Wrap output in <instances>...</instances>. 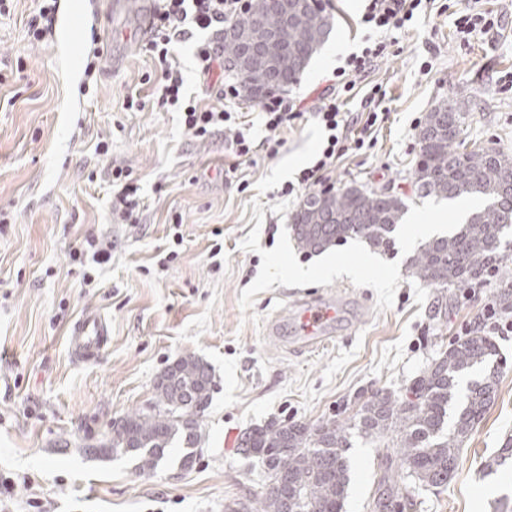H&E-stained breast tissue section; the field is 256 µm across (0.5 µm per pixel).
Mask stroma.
<instances>
[{
  "instance_id": "obj_1",
  "label": "stroma",
  "mask_w": 512,
  "mask_h": 512,
  "mask_svg": "<svg viewBox=\"0 0 512 512\" xmlns=\"http://www.w3.org/2000/svg\"><path fill=\"white\" fill-rule=\"evenodd\" d=\"M472 0H434L431 11L388 34L378 58L347 93L348 112H363L373 87L386 91L389 117L370 145L336 163L337 189L387 188L405 198L404 226L383 252L351 239L326 252L297 250L290 224L301 202L278 192L315 157L325 133L313 116L335 57L319 49L287 98L306 112L267 155L258 100L230 105L250 124L252 161L236 164L230 133L206 141L188 135L179 112L157 104L161 66L147 39L109 35L124 66L100 76L80 111L68 109L69 88L51 48L27 36L34 0H15L0 17V512H225L238 499H260L268 480L238 451L241 434L271 421L317 425L345 419L375 390L405 391L459 336L481 325L496 342L502 372L496 398L463 443L448 484L421 491L416 512H512V459L492 466L512 436V329L483 322L484 308L512 294V254L481 284L440 288L414 278L409 262L427 241L406 231L413 218L449 213L453 204L420 197L413 173L416 129L442 100L468 114L465 148L492 146L512 156V0H487L497 29L459 34L455 20ZM362 0H330L328 46L362 47ZM203 34L178 43L173 59L188 94L216 101L196 53ZM27 69L15 77L17 58ZM144 108L129 112L127 96ZM108 139V155L94 146ZM129 169L144 205L135 224L109 211L111 168ZM96 181H88L89 171ZM181 216L173 227V216ZM181 245H174V234ZM108 238L112 261L92 284L71 251L85 236ZM221 244L211 258L213 244ZM173 262H165L170 250ZM371 260L360 276L320 277L327 262ZM330 296L347 320L327 347L297 350L295 304ZM98 311L108 342L93 362L75 360L69 329ZM192 353L211 368L210 399L199 415L192 468L174 443L156 470L140 471L127 454L91 452L114 421L145 409L158 374ZM390 438L352 436L345 452L350 481L343 512H371Z\"/></svg>"
}]
</instances>
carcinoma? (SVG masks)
I'll use <instances>...</instances> for the list:
<instances>
[{
  "mask_svg": "<svg viewBox=\"0 0 512 512\" xmlns=\"http://www.w3.org/2000/svg\"><path fill=\"white\" fill-rule=\"evenodd\" d=\"M268 0H253L251 10L237 27L249 30L254 18L264 17L271 38L266 54L278 63L275 73L258 64H241L237 74L257 99L276 79L280 89L293 85L297 59L310 62L329 36L330 18L309 7L302 21L284 22L267 9ZM465 113L441 101L417 127L419 159L415 183L422 196L450 202L478 196L482 208L474 211L448 236L428 241L410 261L412 274L434 286H463L499 268L512 246V157L493 147L458 152ZM405 201L386 189L350 186L336 194L306 197L290 225L297 249L314 254L360 238L375 250L394 245L393 233L403 219ZM497 348L482 330L457 338L443 356L430 364L406 389L405 396L378 391L362 402L345 421L328 420L316 427L305 423L270 422L245 431L239 448L257 459L268 477L264 495L256 502L237 501L229 512H342L349 483L345 449L351 430L366 437L400 435L393 451L381 457V476L375 509H387L395 499L404 508L414 506L415 493L448 483L457 472L460 449L490 408L498 390L500 366ZM478 372L465 400L456 402L459 379ZM212 385L211 368L189 356L166 367L155 385V400L112 424L99 451L132 453L139 469L152 471L173 442L183 440L188 452L182 465L192 463L198 441L197 415L207 404ZM405 471L404 481L393 479L394 468Z\"/></svg>",
  "mask_w": 512,
  "mask_h": 512,
  "instance_id": "carcinoma-1",
  "label": "carcinoma"
}]
</instances>
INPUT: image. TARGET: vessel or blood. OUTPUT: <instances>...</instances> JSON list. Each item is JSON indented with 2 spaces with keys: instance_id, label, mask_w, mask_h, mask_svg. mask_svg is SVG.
I'll use <instances>...</instances> for the list:
<instances>
[{
  "instance_id": "b4317fda",
  "label": "vessel or blood",
  "mask_w": 512,
  "mask_h": 512,
  "mask_svg": "<svg viewBox=\"0 0 512 512\" xmlns=\"http://www.w3.org/2000/svg\"><path fill=\"white\" fill-rule=\"evenodd\" d=\"M139 3L140 0H95L90 9L79 4L56 11L48 39L67 77L78 76L80 63L90 50L97 52L103 73H112L119 67L121 58L113 54L111 43L89 44L85 38L89 30L98 28L101 23H116L122 16L135 12ZM293 316L301 333V349L313 351L332 341V326L339 318V311L331 299L301 300L296 304ZM107 336L105 320L98 313L89 311L75 323L69 346L83 361L91 362L98 358L107 343Z\"/></svg>"
}]
</instances>
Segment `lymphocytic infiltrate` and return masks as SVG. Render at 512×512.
Returning a JSON list of instances; mask_svg holds the SVG:
<instances>
[{
    "label": "lymphocytic infiltrate",
    "instance_id": "lymphocytic-infiltrate-1",
    "mask_svg": "<svg viewBox=\"0 0 512 512\" xmlns=\"http://www.w3.org/2000/svg\"><path fill=\"white\" fill-rule=\"evenodd\" d=\"M252 0H159V7L153 20V34L147 44L148 51L157 55L162 66V81L159 86L158 102L178 108L182 114L185 131L193 138L204 141L216 132L230 130L233 136L230 148L233 155L243 161L251 159L254 140L248 124L239 122L236 113L227 109L226 104L240 95V82L225 79L221 82L220 101L203 107L188 97L184 89L181 71L172 66L170 56L175 43L192 32H207L242 19L248 12ZM431 0H365L361 23L367 29L377 32V39H365L360 52L345 57L344 63L333 73V82L324 89L325 101L316 113V119L324 126L328 136L320 153L309 166L301 169L295 180L285 182L280 194L285 198L300 197L303 190L316 188L323 192L334 191L333 172L337 160L347 149H362L365 134L382 123L385 112H368L361 127L360 135L344 142L341 131L347 130L348 123L339 100L340 93L354 89L374 59L384 56L387 49L386 34L405 28L416 13L428 10ZM296 103L280 94L266 93L261 102L267 135L264 139L268 154H277L283 141L281 131L295 120ZM112 182L110 212L128 224L137 223L140 212V185L129 170L121 167L111 169Z\"/></svg>",
    "mask_w": 512,
    "mask_h": 512
}]
</instances>
